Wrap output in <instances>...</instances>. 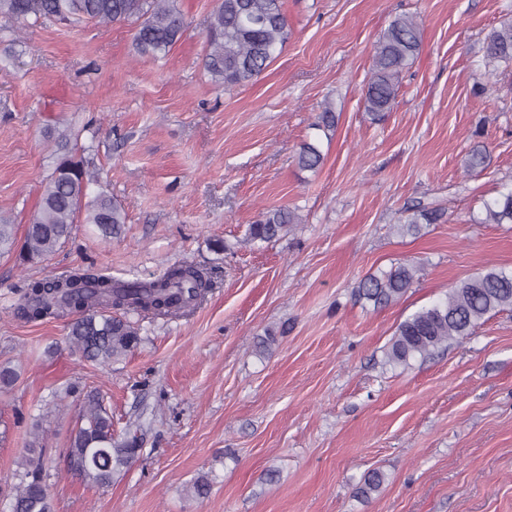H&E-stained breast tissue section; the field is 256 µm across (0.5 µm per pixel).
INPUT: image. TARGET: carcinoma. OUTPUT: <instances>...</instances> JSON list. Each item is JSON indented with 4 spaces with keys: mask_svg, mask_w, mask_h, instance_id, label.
<instances>
[{
    "mask_svg": "<svg viewBox=\"0 0 512 512\" xmlns=\"http://www.w3.org/2000/svg\"><path fill=\"white\" fill-rule=\"evenodd\" d=\"M0 17L18 24L55 18L71 24L84 22L135 24V51L153 59L164 56L181 38L186 20L177 0H0ZM288 40L284 0H215L207 36L204 68L226 89L252 84L282 52ZM421 49V26L411 15L395 16L379 36L371 76L364 89L365 110L379 120L390 110L399 78ZM487 63L512 68V22L490 31L485 39ZM336 127V113L327 106L314 128ZM323 162L319 147L305 142L296 156L303 171H315ZM89 170L83 159L60 143V155L44 182L38 210L26 225L23 241H16L12 224L0 222V255L17 254L20 264H36L53 255L71 236L73 224L85 214L105 238L117 234L126 217L112 198L100 193L89 197ZM485 224H512V189L484 205ZM437 210L420 209L407 224H436ZM299 223L295 211L270 209L249 226L247 240L271 242ZM419 268L400 263L360 281L359 298L386 306L399 300L412 286ZM213 286L212 273L193 264L167 268L151 282H119L103 269L79 268L63 277L28 283L15 305L29 321L71 317L68 341L89 363L108 367L125 358L141 342L140 327L127 314L147 313L156 318H178L201 303ZM512 310V270L491 268L448 291L445 300L424 307L401 322L392 338L388 359L405 364L425 358L448 342L469 336L487 315ZM81 400L77 427L64 457L67 473L87 485L105 487L135 458L136 434L118 440L112 434V413L95 390L69 389ZM44 448L39 425L21 456L18 482L11 496L12 512H55L45 480ZM384 482L379 471L363 477L357 494L363 498Z\"/></svg>",
    "mask_w": 512,
    "mask_h": 512,
    "instance_id": "carcinoma-1",
    "label": "carcinoma"
}]
</instances>
